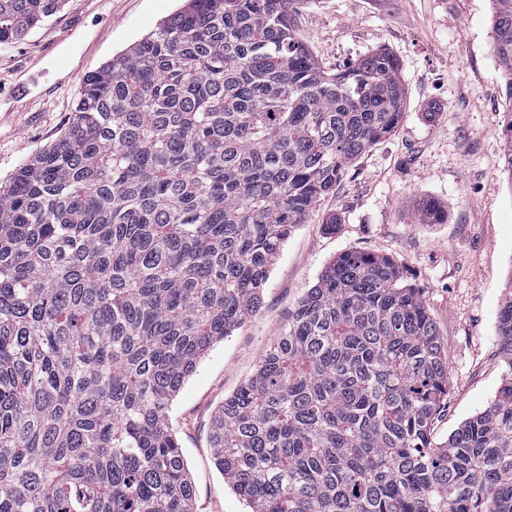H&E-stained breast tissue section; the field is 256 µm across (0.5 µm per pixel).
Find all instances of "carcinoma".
I'll list each match as a JSON object with an SVG mask.
<instances>
[{"mask_svg":"<svg viewBox=\"0 0 512 512\" xmlns=\"http://www.w3.org/2000/svg\"><path fill=\"white\" fill-rule=\"evenodd\" d=\"M62 0H0V43ZM296 0H186L0 183V512H194L169 407L284 243L396 129L400 62L328 71ZM512 101V0H493ZM501 173L512 185V125ZM493 400L444 440L448 356L394 259L347 251L215 413L248 512H512V277Z\"/></svg>","mask_w":512,"mask_h":512,"instance_id":"carcinoma-1","label":"carcinoma"}]
</instances>
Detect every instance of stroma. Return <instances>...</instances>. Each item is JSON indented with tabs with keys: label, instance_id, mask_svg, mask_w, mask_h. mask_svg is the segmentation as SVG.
<instances>
[{
	"label": "stroma",
	"instance_id": "35a3bbf8",
	"mask_svg": "<svg viewBox=\"0 0 512 512\" xmlns=\"http://www.w3.org/2000/svg\"><path fill=\"white\" fill-rule=\"evenodd\" d=\"M183 0H64L24 38L0 43V180L67 130L88 74L139 41ZM491 0H299L294 33L329 70L385 49L401 66L406 108L284 244L259 311L215 343L169 408L195 486L196 512H246L218 472L214 413L256 370L288 313L347 251L395 259L421 288L448 350L444 439L494 398L503 375L497 314L512 279V185L501 173L512 121L493 52ZM69 68H60L58 55ZM35 83L16 98L19 71ZM439 223L420 221L423 200ZM335 227H327L328 219Z\"/></svg>",
	"mask_w": 512,
	"mask_h": 512
}]
</instances>
